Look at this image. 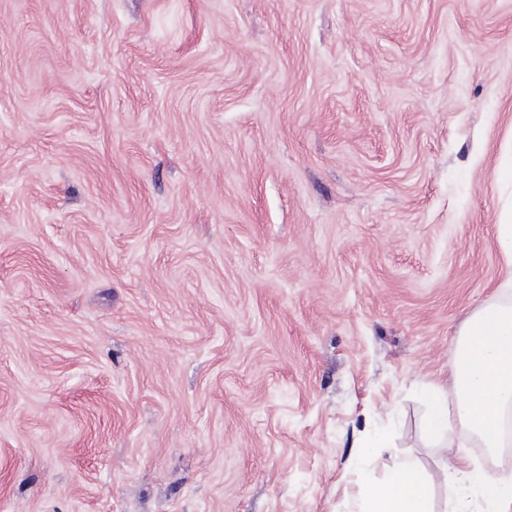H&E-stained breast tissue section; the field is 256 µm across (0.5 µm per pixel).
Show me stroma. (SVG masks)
Listing matches in <instances>:
<instances>
[{
	"label": "stroma",
	"instance_id": "1",
	"mask_svg": "<svg viewBox=\"0 0 512 512\" xmlns=\"http://www.w3.org/2000/svg\"><path fill=\"white\" fill-rule=\"evenodd\" d=\"M510 210L512 0H0V512H447ZM360 512H434L431 484L414 461L399 462L382 482L360 486Z\"/></svg>",
	"mask_w": 512,
	"mask_h": 512
}]
</instances>
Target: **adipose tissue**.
<instances>
[{
    "mask_svg": "<svg viewBox=\"0 0 512 512\" xmlns=\"http://www.w3.org/2000/svg\"><path fill=\"white\" fill-rule=\"evenodd\" d=\"M442 392L432 400L431 431L445 436L460 425L485 447H501V419L512 406L511 302L471 319ZM447 457L452 512H512V473L488 481L455 452ZM359 499L361 512H434L430 481L411 460L399 462L384 482L361 484Z\"/></svg>",
    "mask_w": 512,
    "mask_h": 512,
    "instance_id": "adipose-tissue-1",
    "label": "adipose tissue"
}]
</instances>
